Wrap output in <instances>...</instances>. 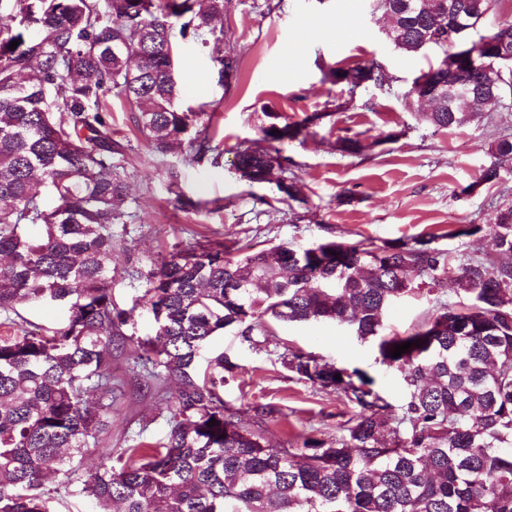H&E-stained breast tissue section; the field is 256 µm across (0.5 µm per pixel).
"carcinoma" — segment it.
<instances>
[{"label": "carcinoma", "instance_id": "carcinoma-1", "mask_svg": "<svg viewBox=\"0 0 512 512\" xmlns=\"http://www.w3.org/2000/svg\"><path fill=\"white\" fill-rule=\"evenodd\" d=\"M0 0V311L48 302L65 309L51 334L0 338V512H49L51 473L92 500L97 512H512V204L491 225L494 249L467 254L452 269L436 236L376 245L323 240L276 245L234 260L222 241L181 250L147 275L136 300L154 335L129 338L147 391L169 415L165 442L128 448L118 468L76 476L86 451L101 459L112 425V345L124 339L133 310L112 300V225L125 223V154L102 112L108 93L138 109V128L154 152L190 138L195 159L210 150L197 130L201 112L175 104L173 27L219 42L213 20L229 0ZM398 27L395 49L420 51L423 32L451 35L455 20L475 31L494 0H424L418 14L387 0ZM449 80L493 92L512 105V70L492 67L486 39ZM18 42L14 49L12 42ZM219 82L237 74V54L214 57ZM383 66L329 70L327 79L354 92ZM271 140L293 141L320 119L276 123ZM477 116L473 96L436 93L425 120L438 129ZM496 162L481 184H494L512 161V137L499 139ZM241 178L263 183L284 173L282 157L237 151ZM40 229L38 235L30 229ZM455 271L458 301L439 307L415 331L383 334L388 308L424 290L443 292ZM230 280L244 288H228ZM276 323L331 321L377 343L382 363L403 374L406 398L395 407L364 371L284 346L288 371L340 393L356 413L333 442L307 438L270 448L260 431L224 406V370L196 374L197 360L228 329L254 344ZM419 346H414V342ZM410 342L401 356L395 346ZM341 379H335V376ZM175 378L176 386L165 383Z\"/></svg>", "mask_w": 512, "mask_h": 512}]
</instances>
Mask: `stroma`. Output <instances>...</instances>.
Here are the masks:
<instances>
[{"label": "stroma", "mask_w": 512, "mask_h": 512, "mask_svg": "<svg viewBox=\"0 0 512 512\" xmlns=\"http://www.w3.org/2000/svg\"><path fill=\"white\" fill-rule=\"evenodd\" d=\"M372 0H231L217 28L222 43L176 39V80L182 90L178 106L210 115L207 130L213 149L194 160L188 143L156 155L136 123L138 111L111 98L106 120L128 160L130 213L127 223L112 227V298L122 308L147 287L146 275L170 253L210 240L224 241L233 257L279 243L308 245L324 238L376 244L436 235L438 248L451 255L488 252L490 238L459 237L457 228L492 224L499 204L512 203V164L498 183L479 181L493 160L497 138L512 133V107L485 113L481 121L438 129L423 117L425 104L411 91L414 81L436 64L440 51L395 50L386 40L387 21L373 11ZM352 20L354 34L344 43L322 37L332 23ZM307 23L309 35L301 55L284 57L293 27ZM232 48L239 59L231 85L219 82L211 57L218 47ZM379 62L395 76L390 90L361 88L349 93L326 80L337 66ZM373 110H363L364 101ZM281 123H298L318 112L322 118L295 141L266 139L267 112ZM358 137L363 151L341 154L339 138ZM257 145L288 159L303 201H283L275 184L249 183L235 168L240 146ZM435 297L417 292L395 302L384 327L403 333L436 308ZM267 341L251 345L235 331L214 338L211 355L226 354L236 363L225 374L220 394L254 427L253 407L266 404L276 424L265 433L267 444L311 437L332 441L354 410L335 391L298 380L280 358L293 345L327 361L366 372L392 404L405 395L402 375L380 361L377 346L332 322L277 323ZM124 386L112 401V453L141 442L163 439L167 412L157 396L140 385L130 347L114 353Z\"/></svg>", "instance_id": "stroma-1"}]
</instances>
